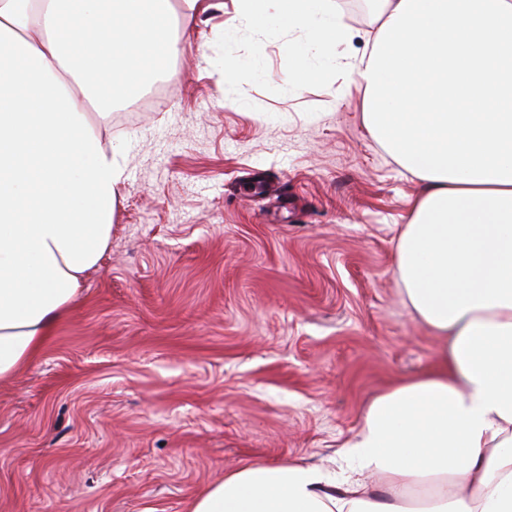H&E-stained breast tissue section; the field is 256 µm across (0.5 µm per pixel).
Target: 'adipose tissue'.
Returning a JSON list of instances; mask_svg holds the SVG:
<instances>
[{"label":"adipose tissue","instance_id":"ef3b65f1","mask_svg":"<svg viewBox=\"0 0 512 512\" xmlns=\"http://www.w3.org/2000/svg\"><path fill=\"white\" fill-rule=\"evenodd\" d=\"M335 47L330 0H234ZM205 0H0V381L75 307L112 236L120 156L99 130L139 95L166 25ZM349 70L365 121L424 184L396 273L441 341L432 367L380 394L332 483L247 464L187 512H512V0H376Z\"/></svg>","mask_w":512,"mask_h":512}]
</instances>
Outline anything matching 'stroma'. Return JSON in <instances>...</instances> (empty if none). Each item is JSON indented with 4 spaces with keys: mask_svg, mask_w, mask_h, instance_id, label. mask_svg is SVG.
Masks as SVG:
<instances>
[{
    "mask_svg": "<svg viewBox=\"0 0 512 512\" xmlns=\"http://www.w3.org/2000/svg\"><path fill=\"white\" fill-rule=\"evenodd\" d=\"M357 2L334 0L346 34L326 49L210 0L157 65L165 95L113 113L110 247L0 383V512H185L245 464L342 479L372 401L435 361L396 278L422 183L345 86L371 47Z\"/></svg>",
    "mask_w": 512,
    "mask_h": 512,
    "instance_id": "obj_1",
    "label": "stroma"
}]
</instances>
